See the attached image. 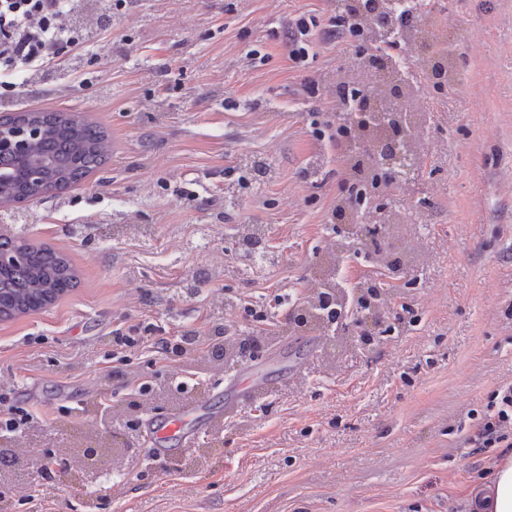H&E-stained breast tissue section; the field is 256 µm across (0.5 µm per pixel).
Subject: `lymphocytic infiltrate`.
Masks as SVG:
<instances>
[{
	"mask_svg": "<svg viewBox=\"0 0 512 512\" xmlns=\"http://www.w3.org/2000/svg\"><path fill=\"white\" fill-rule=\"evenodd\" d=\"M93 20L79 10L80 0H0V75L26 73L28 80L47 81L60 67L74 64L101 32L112 25L114 10L127 0H98ZM349 32L342 16L327 26L299 15L288 24V58L302 66L316 39L339 40ZM472 443L476 451L512 446V386L494 393L485 421Z\"/></svg>",
	"mask_w": 512,
	"mask_h": 512,
	"instance_id": "1",
	"label": "lymphocytic infiltrate"
}]
</instances>
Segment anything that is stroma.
Masks as SVG:
<instances>
[{"label":"stroma","instance_id":"1","mask_svg":"<svg viewBox=\"0 0 512 512\" xmlns=\"http://www.w3.org/2000/svg\"><path fill=\"white\" fill-rule=\"evenodd\" d=\"M430 2L454 18V77L420 84L430 148L403 185L414 210L377 240L385 257L423 250L407 280L353 239L326 260L345 240L332 219L343 170L317 153L311 121L333 119L348 54L322 42L292 69L284 26L302 12L327 23L334 0H128L77 68L0 86V112L75 110L110 145L101 170L9 205L0 229L76 275L45 308L0 319V389L33 414L21 437L0 435L17 460L0 485L8 512H471L503 451L469 440L512 385V188L499 180L512 170V0ZM254 48L264 60H247ZM249 157L266 179L252 181ZM246 224L264 226L274 263L244 261ZM328 275L388 285L391 330L316 343L292 327L306 280ZM247 302L267 321H249ZM150 324L174 343L221 327L259 346L228 361L113 353V330ZM249 359L263 387L232 417L186 449L147 441L148 419L223 407ZM89 443L94 468L65 484L42 471L45 455Z\"/></svg>","mask_w":512,"mask_h":512}]
</instances>
